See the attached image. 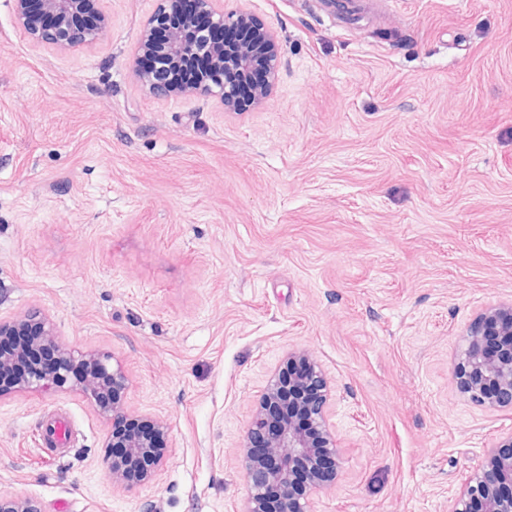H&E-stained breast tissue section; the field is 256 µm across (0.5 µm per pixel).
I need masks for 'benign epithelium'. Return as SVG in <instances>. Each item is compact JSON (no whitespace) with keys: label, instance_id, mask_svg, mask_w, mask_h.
I'll return each instance as SVG.
<instances>
[{"label":"benign epithelium","instance_id":"1","mask_svg":"<svg viewBox=\"0 0 512 512\" xmlns=\"http://www.w3.org/2000/svg\"><path fill=\"white\" fill-rule=\"evenodd\" d=\"M101 0H14L15 15L32 40L59 50L96 42L108 19ZM178 0H158L140 34L134 71L155 95L199 93L215 97L226 110L237 107L241 84L254 78L257 49L268 48L264 81L254 89L262 101L275 79L278 54L274 35L254 28L246 11H224L223 0H190V10L172 25L166 22ZM234 32V46L213 41L201 20ZM207 53L210 75L195 85L167 78L182 67L184 57ZM0 336H14L11 352L0 353V375L15 374L14 367L30 360L35 351L50 350L60 360L59 371L44 375L26 370L17 375L16 390L46 391L71 387L79 390L103 418H127L150 426L127 436H107L105 447L124 449L117 464L104 457L112 483L131 488L150 479L167 448V427L157 419L126 413L109 394L127 388L120 364L104 353L69 349L59 343L54 324L32 310L11 321H0ZM465 348L456 368L457 388L478 404L512 406V303L491 306L468 327ZM327 381L318 365L304 353L288 355L271 379L242 445L248 494L242 512H310V496L340 464L335 436L327 422ZM0 512H44L35 499L15 498L0 492ZM449 512H512V435L504 438L469 477L466 489Z\"/></svg>","mask_w":512,"mask_h":512}]
</instances>
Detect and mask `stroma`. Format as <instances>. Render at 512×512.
<instances>
[{"mask_svg": "<svg viewBox=\"0 0 512 512\" xmlns=\"http://www.w3.org/2000/svg\"><path fill=\"white\" fill-rule=\"evenodd\" d=\"M156 0H103L65 52L0 0V318L37 309L163 420L113 486L78 393L0 396V490L45 512H241V446L289 353L324 371L341 451L311 512H449L512 408L457 389L462 336L512 302V0H224L272 31L257 106L135 76ZM58 413L73 423L52 450Z\"/></svg>", "mask_w": 512, "mask_h": 512, "instance_id": "obj_1", "label": "stroma"}]
</instances>
